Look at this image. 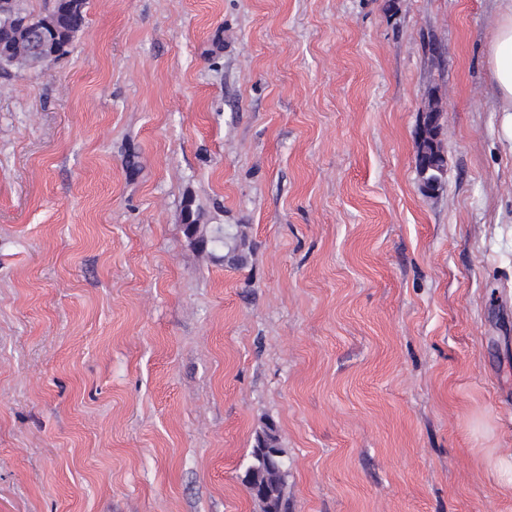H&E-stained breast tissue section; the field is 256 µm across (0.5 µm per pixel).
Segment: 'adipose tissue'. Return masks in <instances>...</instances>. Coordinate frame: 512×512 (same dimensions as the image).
Wrapping results in <instances>:
<instances>
[{
    "label": "adipose tissue",
    "instance_id": "1",
    "mask_svg": "<svg viewBox=\"0 0 512 512\" xmlns=\"http://www.w3.org/2000/svg\"><path fill=\"white\" fill-rule=\"evenodd\" d=\"M486 58L495 83L496 109L512 114V0H507L496 19Z\"/></svg>",
    "mask_w": 512,
    "mask_h": 512
}]
</instances>
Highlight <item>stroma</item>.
Instances as JSON below:
<instances>
[{
  "label": "stroma",
  "instance_id": "35a3bbf8",
  "mask_svg": "<svg viewBox=\"0 0 512 512\" xmlns=\"http://www.w3.org/2000/svg\"><path fill=\"white\" fill-rule=\"evenodd\" d=\"M500 6L86 0L0 68V512H261L269 428L288 512H512ZM81 1L83 5L75 7L73 5L74 0H56L52 11L48 15L36 19L39 22L48 21L54 26L55 48L58 54L48 58H59L68 53V46L72 38L85 22V0ZM494 475L504 492L512 493V448L504 450L494 461Z\"/></svg>",
  "mask_w": 512,
  "mask_h": 512
}]
</instances>
